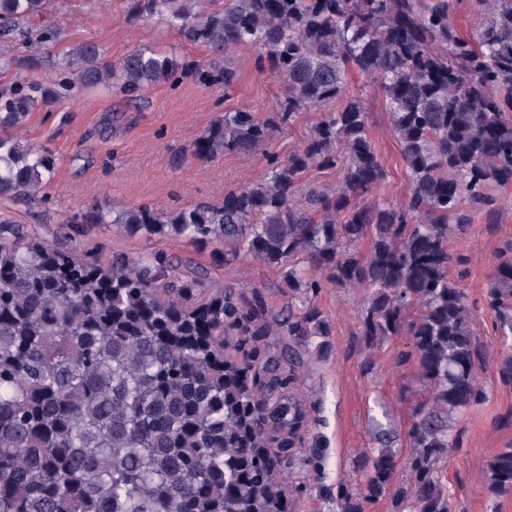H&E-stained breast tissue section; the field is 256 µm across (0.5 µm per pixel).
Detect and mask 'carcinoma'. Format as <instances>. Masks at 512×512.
Masks as SVG:
<instances>
[{
  "label": "carcinoma",
  "mask_w": 512,
  "mask_h": 512,
  "mask_svg": "<svg viewBox=\"0 0 512 512\" xmlns=\"http://www.w3.org/2000/svg\"><path fill=\"white\" fill-rule=\"evenodd\" d=\"M457 4L126 0L130 19L164 22L214 64L249 46L288 81L276 112L220 114L195 140V157L255 151L301 109L322 112L300 149L267 153L262 178L219 203L99 210L88 220L146 238L222 243L226 261L287 267L295 291L320 288L316 271L370 289L363 335L406 332L430 387L408 432L414 457L403 496L412 512H452L436 464L456 447L451 418L485 399L450 243L471 233L475 212L494 208L496 189L512 185V0H470L484 15L470 36L451 21ZM50 7L0 0V38L31 44ZM15 65L0 54V71H15L0 94L1 197L30 194L55 173L50 152L17 136L47 91ZM52 65L72 76L71 92L112 84L135 93L188 72L150 46L115 63L92 40ZM352 71L381 88L409 180L400 204L365 202L384 168L362 96L346 95ZM312 165L339 171V188H303ZM25 238L0 215V512H288L281 464L304 413L289 390L297 375L281 368L301 363L296 350H246L259 313L232 288L210 291L161 264L121 253L101 264ZM485 305L512 333L511 256H499ZM305 323L321 326L315 309L288 321V335ZM393 439L378 434L367 500L392 481ZM485 475L489 495L511 494L512 448L496 450Z\"/></svg>",
  "instance_id": "obj_1"
}]
</instances>
